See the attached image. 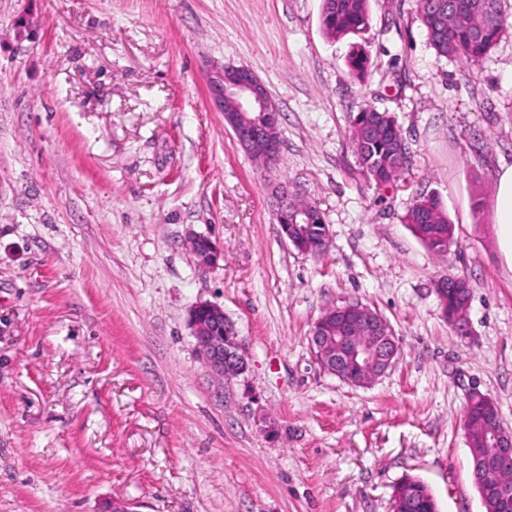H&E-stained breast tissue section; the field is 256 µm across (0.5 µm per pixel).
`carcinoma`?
I'll return each mask as SVG.
<instances>
[{
    "mask_svg": "<svg viewBox=\"0 0 512 512\" xmlns=\"http://www.w3.org/2000/svg\"><path fill=\"white\" fill-rule=\"evenodd\" d=\"M418 13L428 41L439 57L453 56L477 62L497 44L509 28L502 0H417ZM322 25L334 39L357 34L370 24L368 0H323ZM368 53L354 45L347 55L353 76L368 72ZM351 141L358 166L377 187L392 185L411 164V151L391 112L367 105L350 119ZM309 212L307 234L312 238L324 223L322 212L304 202ZM404 223L438 257L454 243L453 224L435 195L416 198L406 210ZM413 494L422 512H438L436 499L425 483L418 482Z\"/></svg>",
    "mask_w": 512,
    "mask_h": 512,
    "instance_id": "1",
    "label": "carcinoma"
}]
</instances>
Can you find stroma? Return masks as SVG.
Listing matches in <instances>:
<instances>
[{"label": "stroma", "mask_w": 512, "mask_h": 512, "mask_svg": "<svg viewBox=\"0 0 512 512\" xmlns=\"http://www.w3.org/2000/svg\"><path fill=\"white\" fill-rule=\"evenodd\" d=\"M322 0H0V512H391L411 475L439 512H481L463 412L472 391L512 429V267L491 222L512 164V28L479 62L437 57L416 0H370L330 38ZM369 53L353 78L351 43ZM250 68L280 109L281 163L224 128L209 80ZM394 113L412 164L376 189L349 121ZM315 203L321 255L275 219V185ZM436 194L447 258L403 222ZM221 256L202 267L189 234ZM471 289V334L435 292ZM237 331L246 371L218 378L190 313ZM358 301L393 327L366 386L309 346Z\"/></svg>", "instance_id": "stroma-1"}]
</instances>
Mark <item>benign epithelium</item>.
Wrapping results in <instances>:
<instances>
[{
  "label": "benign epithelium",
  "mask_w": 512,
  "mask_h": 512,
  "mask_svg": "<svg viewBox=\"0 0 512 512\" xmlns=\"http://www.w3.org/2000/svg\"><path fill=\"white\" fill-rule=\"evenodd\" d=\"M214 101L224 112L225 126L230 128L240 148L252 155L259 151L265 161L276 158L282 147L280 113L263 82L248 68L224 67L219 80L211 85ZM275 218L282 227V235L299 251L311 254L326 247L327 233L302 247L306 239L304 211L293 204L288 190L276 194ZM192 252L203 265L217 261L220 252L207 237H189ZM469 303L452 313L451 323L458 335H470L467 318ZM339 315L346 335H330L322 320L314 322L309 341L311 352L320 366L330 374L354 386H364L382 376L395 362L399 351L398 339L388 321L371 308L356 303L340 307ZM190 324L196 350L201 359L221 378L230 379L242 374L247 367L237 333L224 322V309L204 301L191 311ZM478 417L482 421H500L495 402L482 395ZM488 440L494 452L478 449L471 452L472 465L498 475V481L480 493L482 507L490 498L498 499L501 508H512V431L499 425L489 428Z\"/></svg>",
  "instance_id": "7a95c632"
}]
</instances>
